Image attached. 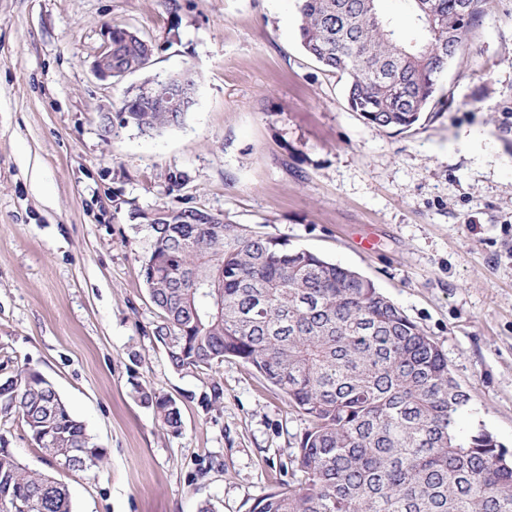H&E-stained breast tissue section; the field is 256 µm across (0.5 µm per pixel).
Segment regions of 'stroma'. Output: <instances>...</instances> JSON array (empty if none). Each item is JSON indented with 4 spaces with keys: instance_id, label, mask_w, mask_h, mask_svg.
<instances>
[{
    "instance_id": "stroma-1",
    "label": "stroma",
    "mask_w": 512,
    "mask_h": 512,
    "mask_svg": "<svg viewBox=\"0 0 512 512\" xmlns=\"http://www.w3.org/2000/svg\"><path fill=\"white\" fill-rule=\"evenodd\" d=\"M110 26L153 44L151 72L195 74L182 126L103 135L144 79L94 75ZM439 93L409 130L366 124L304 52L294 0H0V377L39 372L104 458L73 475L20 422L0 440L72 512H249L301 482L306 422L278 390L233 358L174 370L154 338L145 215L195 207L372 279L470 391L461 429L512 452V0H486ZM138 384L175 400L179 433Z\"/></svg>"
}]
</instances>
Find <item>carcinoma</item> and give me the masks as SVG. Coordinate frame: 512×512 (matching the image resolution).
Returning <instances> with one entry per match:
<instances>
[{"label":"carcinoma","instance_id":"obj_1","mask_svg":"<svg viewBox=\"0 0 512 512\" xmlns=\"http://www.w3.org/2000/svg\"><path fill=\"white\" fill-rule=\"evenodd\" d=\"M305 53L344 79L348 109L369 125L403 131L435 106L440 76L485 0H404L416 35L403 37L383 0H295ZM112 70L149 67L153 45L112 31ZM187 86L173 112L158 85ZM195 104L187 73L146 78L113 112L123 129L153 137L183 124ZM152 246L141 275L160 322L154 336L177 371L235 358L281 390L308 422L292 454L298 486L273 489L250 512H512V461L487 430L461 433L471 394L426 332L368 277L280 239L198 208L149 217ZM170 432L176 402L138 384ZM49 435L53 457L96 448L69 471L98 465L102 449L53 385L22 367L0 381V418ZM72 512L68 486L28 470L0 448V505Z\"/></svg>","mask_w":512,"mask_h":512}]
</instances>
